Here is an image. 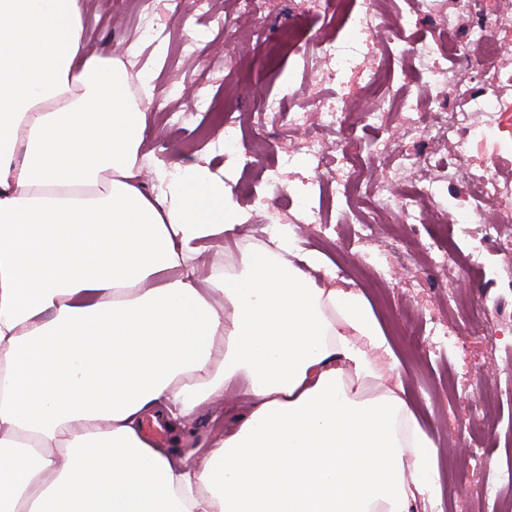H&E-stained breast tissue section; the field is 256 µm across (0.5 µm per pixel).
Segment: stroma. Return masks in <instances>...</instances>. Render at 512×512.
<instances>
[{
  "mask_svg": "<svg viewBox=\"0 0 512 512\" xmlns=\"http://www.w3.org/2000/svg\"><path fill=\"white\" fill-rule=\"evenodd\" d=\"M155 16L168 34L163 42L142 40L141 29L130 19L125 7L115 0H86L83 13L85 41L91 53L104 57L122 55L126 45L141 39L139 64L153 75V98L160 106L151 110V137L142 151L149 157L170 166H184L206 158L212 171L223 174L226 183L235 185L234 197L240 206L250 210L253 217L243 233L217 241L200 259L202 277H220L225 271H240L246 252L267 245L264 231L271 221L292 222L299 209L315 208L332 224L330 236H319L306 225L296 226V245L299 252L314 251L323 255L335 269L338 277L351 281L362 289L373 310L392 341L395 354L401 362L405 397L412 405L421 424L433 432L442 444L439 458L438 497L419 503L416 512H493L477 497V487L486 477L485 471L470 461L473 443L463 425L472 421L483 424L479 399L496 396L499 405L495 422L485 436L484 447L492 467L512 463V321L501 320L497 325L496 347L488 349L480 328L466 324L449 306L448 289H457L464 297L482 292V275L469 267L464 255L436 270L425 265L418 251L422 244L435 243L444 247L458 225L460 204L467 186L463 181L449 179L448 170L455 163L454 146L430 144L427 148L430 164L407 172L403 190L434 182L440 185V201L447 210L446 223L434 221L414 226L412 234H405L401 225L392 221L378 225L377 233L362 245H354L353 232L356 217L373 209L371 200L359 198L345 201L337 198L334 178L337 173L355 168L358 171H377V151L380 142L376 132L358 125L357 137L363 142V153L347 160L336 152V129L323 127L319 134L328 147L322 167L312 170L298 163L281 171V182L286 185L290 201L277 205L258 204L266 187L259 181L260 170L279 165L280 157L272 152L258 153L256 166L230 163L224 159V146L218 131L208 138H199L197 132L207 127L209 115L200 110L197 96L221 99L232 94V108L241 124L240 152H247L255 135H262L278 143L281 150L292 148L296 138L288 126L287 116L267 117L263 125H256L253 115L261 101L269 96L287 98L290 86L302 87L306 100L341 95L346 97L352 116H360L362 96L361 72L371 60L376 47L377 32L356 34L354 26H347L342 38L354 41L356 50L349 64V76L343 87L322 82V62L317 56L301 59L290 56L282 69L270 72L263 68L266 51L275 46L289 25L298 20L295 0H280L276 9L262 17L232 6L230 16L241 27H258L259 34L243 50V61L251 66L249 79L224 70V30L210 15L196 16L193 28L198 35V61L189 63L178 59L174 46L186 35L177 16L168 13L165 0H149ZM504 51L496 59L473 52L464 56L460 66L488 68L497 71L494 89L504 102L505 109L499 123L492 127L482 125L461 131L459 138L467 149L468 164L472 169L490 165L500 179L512 182V38L504 39ZM453 322L465 333L470 349L462 353L443 346L430 350L412 347L418 336L429 335L436 319ZM249 401L241 385L227 388L224 402L217 415L201 410L182 434L179 449L206 446L216 427H232L246 413Z\"/></svg>",
  "mask_w": 512,
  "mask_h": 512,
  "instance_id": "obj_1",
  "label": "stroma"
}]
</instances>
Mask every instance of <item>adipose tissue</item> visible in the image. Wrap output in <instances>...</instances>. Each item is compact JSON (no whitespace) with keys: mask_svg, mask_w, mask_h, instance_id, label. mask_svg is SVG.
<instances>
[{"mask_svg":"<svg viewBox=\"0 0 512 512\" xmlns=\"http://www.w3.org/2000/svg\"><path fill=\"white\" fill-rule=\"evenodd\" d=\"M83 0H0V512H410L439 495L365 294L317 286L295 235L223 279L208 241L251 220L207 164L138 157L152 79L140 42L103 58ZM138 82L142 100L129 94ZM245 381L207 447H157Z\"/></svg>","mask_w":512,"mask_h":512,"instance_id":"obj_1","label":"adipose tissue"}]
</instances>
